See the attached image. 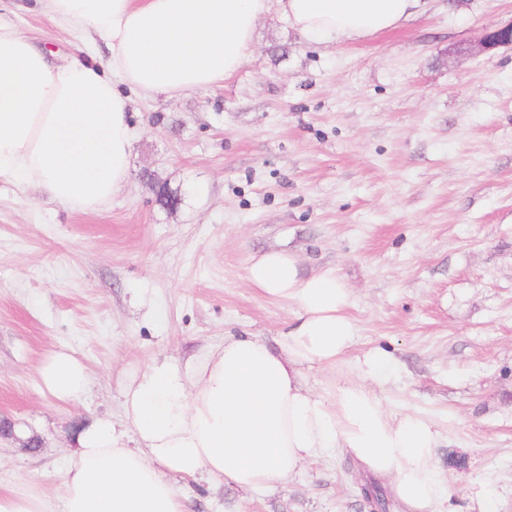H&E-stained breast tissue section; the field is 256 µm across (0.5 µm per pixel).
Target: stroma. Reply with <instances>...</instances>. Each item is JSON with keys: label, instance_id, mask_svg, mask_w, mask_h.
Segmentation results:
<instances>
[{"label": "stroma", "instance_id": "35a3bbf8", "mask_svg": "<svg viewBox=\"0 0 512 512\" xmlns=\"http://www.w3.org/2000/svg\"><path fill=\"white\" fill-rule=\"evenodd\" d=\"M10 20L70 52L41 8ZM510 23L512 0H428L399 28L318 43L272 11L223 83L129 93L130 170L109 204L71 209L1 176L0 418L15 435L0 439V492L57 497L76 427L120 421L137 368L244 333L276 344L296 308L261 295L246 265L287 249L352 290L355 343L309 370L312 389L331 396L369 350H391L374 390L442 432L454 495L434 512H473L489 493L512 512V47L479 48ZM59 349L90 376L68 403L38 375ZM369 478L338 449L262 493L174 484L189 512H369Z\"/></svg>", "mask_w": 512, "mask_h": 512}]
</instances>
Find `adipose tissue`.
Returning <instances> with one entry per match:
<instances>
[{
	"instance_id": "ef3b65f1",
	"label": "adipose tissue",
	"mask_w": 512,
	"mask_h": 512,
	"mask_svg": "<svg viewBox=\"0 0 512 512\" xmlns=\"http://www.w3.org/2000/svg\"><path fill=\"white\" fill-rule=\"evenodd\" d=\"M420 0H44L55 22L93 35L82 57L54 60L0 18V176L37 184L50 200L93 210L127 180L132 142L125 90L178 95L224 82L250 58L270 10L296 31L358 40L401 26ZM109 59H101L100 47ZM246 276L296 315L278 347L255 336L178 368L154 363L121 387L124 423L99 418L76 433V456L51 500L39 486L0 494V512H185L171 475L205 476L246 490L287 481L319 452L342 448L388 479L406 512H429L453 490L437 473L432 420L389 411L370 387L392 365L380 348L331 398L305 371L332 366L354 344L343 275L307 273L292 252L250 255ZM53 398L87 384L66 350L40 369Z\"/></svg>"
}]
</instances>
